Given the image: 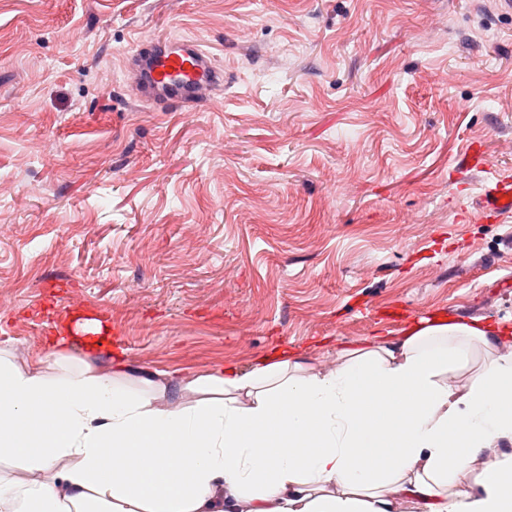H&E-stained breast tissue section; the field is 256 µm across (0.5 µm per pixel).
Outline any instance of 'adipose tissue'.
Instances as JSON below:
<instances>
[{
  "mask_svg": "<svg viewBox=\"0 0 512 512\" xmlns=\"http://www.w3.org/2000/svg\"><path fill=\"white\" fill-rule=\"evenodd\" d=\"M500 322L424 319L400 336L341 349L328 372L281 352L139 393L120 355L99 366L48 339L18 365L0 354V512H512V352ZM486 353L467 385L450 375ZM476 490L457 488L463 471Z\"/></svg>",
  "mask_w": 512,
  "mask_h": 512,
  "instance_id": "obj_1",
  "label": "adipose tissue"
}]
</instances>
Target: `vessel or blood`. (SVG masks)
Wrapping results in <instances>:
<instances>
[{
  "label": "vessel or blood",
  "mask_w": 512,
  "mask_h": 512,
  "mask_svg": "<svg viewBox=\"0 0 512 512\" xmlns=\"http://www.w3.org/2000/svg\"><path fill=\"white\" fill-rule=\"evenodd\" d=\"M125 73L137 96L168 109L191 108L214 102L224 89V70L211 54L186 39H142L125 64ZM512 218V174L487 171L478 202L464 219L481 224Z\"/></svg>",
  "instance_id": "obj_1"
}]
</instances>
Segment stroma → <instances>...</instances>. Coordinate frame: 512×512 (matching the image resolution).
Instances as JSON below:
<instances>
[{
    "label": "stroma",
    "mask_w": 512,
    "mask_h": 512,
    "mask_svg": "<svg viewBox=\"0 0 512 512\" xmlns=\"http://www.w3.org/2000/svg\"><path fill=\"white\" fill-rule=\"evenodd\" d=\"M223 67L216 104L138 101L140 39ZM454 73V83L444 80ZM512 170V15L494 0H0V347L46 355L79 314L124 385L275 349H339L463 307L512 318V222L468 224ZM484 152L480 143L473 142L462 153L459 165L472 167L481 164L486 176L480 185L478 203L465 209L464 219L468 224H481L489 219L501 221L504 217L512 219V174L491 171L483 163Z\"/></svg>",
    "instance_id": "stroma-1"
}]
</instances>
